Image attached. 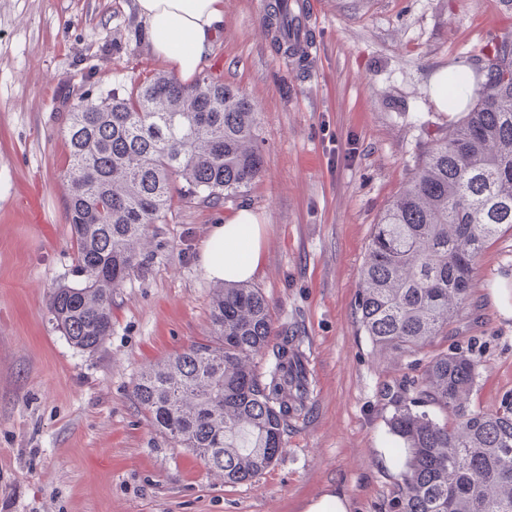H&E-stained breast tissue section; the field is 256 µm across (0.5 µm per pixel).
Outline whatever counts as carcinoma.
I'll use <instances>...</instances> for the list:
<instances>
[{"instance_id":"carcinoma-1","label":"carcinoma","mask_w":512,"mask_h":512,"mask_svg":"<svg viewBox=\"0 0 512 512\" xmlns=\"http://www.w3.org/2000/svg\"><path fill=\"white\" fill-rule=\"evenodd\" d=\"M479 67L468 112L430 140L373 225L355 297L375 351L433 349L412 388L383 393L400 452L394 512H512V400L494 412L474 407L480 363L443 348L474 319L476 260L512 228V33ZM63 133L80 281L54 289L48 312L73 347L94 352L112 332L113 291L140 265L149 227L166 222L175 196L216 205L259 175L257 112L218 77L183 84L157 71L115 81L93 108L73 105ZM209 324L208 336L146 367L133 399L173 447L244 485L277 462L291 421L309 414L312 380L261 289L217 288Z\"/></svg>"}]
</instances>
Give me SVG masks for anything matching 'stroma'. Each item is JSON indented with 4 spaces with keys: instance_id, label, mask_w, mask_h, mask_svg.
Segmentation results:
<instances>
[{
    "instance_id": "obj_1",
    "label": "stroma",
    "mask_w": 512,
    "mask_h": 512,
    "mask_svg": "<svg viewBox=\"0 0 512 512\" xmlns=\"http://www.w3.org/2000/svg\"><path fill=\"white\" fill-rule=\"evenodd\" d=\"M315 8L313 78L275 53L269 0H224L204 72L258 112L259 176L217 205L177 201L150 227L139 269L112 295V332L74 348L48 312L76 283L60 175L70 104L115 76L165 70L133 45V0H0V512H303L341 490L350 512H391L399 477L384 388L420 378L427 355L384 357L354 300L374 224L430 137L458 120L429 80L476 65L512 33V0H299ZM250 206L265 225L254 287L279 329L303 341L316 391L278 461L248 485L156 434L138 412V373L209 331L216 287L198 263L210 225ZM481 318L460 349L480 362L473 403L512 397V228L478 258Z\"/></svg>"
}]
</instances>
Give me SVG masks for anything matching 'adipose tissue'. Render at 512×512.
Listing matches in <instances>:
<instances>
[{
  "mask_svg": "<svg viewBox=\"0 0 512 512\" xmlns=\"http://www.w3.org/2000/svg\"><path fill=\"white\" fill-rule=\"evenodd\" d=\"M135 9L155 56L183 81L192 80L212 51L224 0H135ZM263 232L258 215L247 206L212 225L198 254L205 275L228 284L252 281L264 262Z\"/></svg>",
  "mask_w": 512,
  "mask_h": 512,
  "instance_id": "1",
  "label": "adipose tissue"
}]
</instances>
